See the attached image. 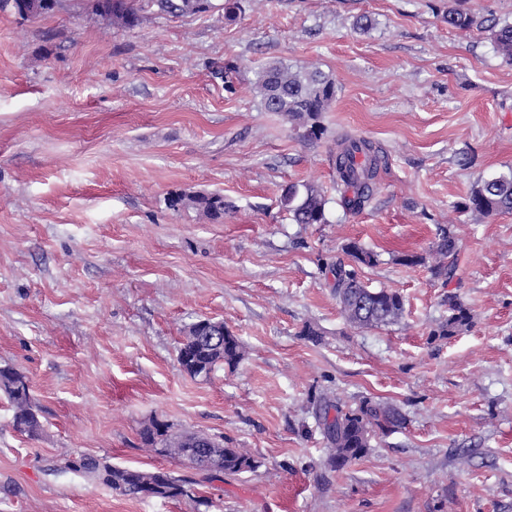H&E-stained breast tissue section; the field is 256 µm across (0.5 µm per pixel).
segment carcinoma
<instances>
[{
	"label": "carcinoma",
	"mask_w": 512,
	"mask_h": 512,
	"mask_svg": "<svg viewBox=\"0 0 512 512\" xmlns=\"http://www.w3.org/2000/svg\"><path fill=\"white\" fill-rule=\"evenodd\" d=\"M93 14L109 25L126 29L139 26L147 18V9L156 6L173 17L207 13L215 8L212 0H85ZM58 0H0V7H11L15 14L26 20H35L53 11ZM448 26L463 32L482 29V21L473 13L459 7H450L444 15ZM491 41L495 51L512 62V23L491 27ZM254 89L267 112H279L288 120L305 129L303 137L318 139L323 129L317 119L326 111L336 95L335 82L318 68L292 69L281 62L269 63L256 72ZM363 156V164L354 163V154ZM385 156L381 149L364 139L346 138L336 149V176L345 187L341 202L349 212H359L370 204L372 183ZM282 204L297 224H326L324 192L311 185L290 184L283 192ZM174 209L192 208L203 212L212 220L224 217L231 205L217 194L177 193L168 200ZM459 210L476 217L512 214V171L485 178L458 205ZM344 252L353 262L348 266L341 259L331 263L334 276L332 288L338 299L340 312L347 323L359 329L388 325L396 322L403 313L404 300L396 291L373 290L361 285L358 267L372 266L376 254L351 242ZM457 243L450 231L439 229L437 240L427 255L405 254L400 262L407 266L429 264L433 278L444 282L457 271ZM448 318L439 322L430 333L433 338H447L468 327L471 321L469 308L456 296L448 297ZM243 358L237 337L224 331V349L194 350L189 335L184 336L177 349V362L181 370L191 377L208 376L217 365L236 366ZM0 391L7 396L13 410V426L24 434L35 437L41 431L37 407L31 395L26 376L18 370L0 368ZM315 416L327 442L326 463L333 468L343 467L363 457L370 448L371 438L393 432L405 424V417L398 408L388 403L361 401L358 408L343 410L327 397L315 404ZM145 445L156 444L168 449V457L183 461L197 458L204 464L212 457L224 462V473L237 474L253 471L261 466L244 448H226L218 442L208 447L206 434L198 431L171 433L158 430L156 424L143 429ZM68 468L92 476L99 484L129 497H138L141 484L155 486L160 498L174 499L184 495L190 480L172 472L121 467L91 455H83L68 463Z\"/></svg>",
	"instance_id": "1"
}]
</instances>
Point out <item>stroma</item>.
<instances>
[{
	"label": "stroma",
	"instance_id": "35a3bbf8",
	"mask_svg": "<svg viewBox=\"0 0 512 512\" xmlns=\"http://www.w3.org/2000/svg\"><path fill=\"white\" fill-rule=\"evenodd\" d=\"M223 2L132 29L78 0L34 21L0 8V368L26 375L42 424L18 432L0 393V512H512V214L457 210L512 172V63L443 20L456 2L512 22V0H241L233 23ZM275 61L335 81L320 139L262 109L252 83ZM345 137L385 155L358 213L336 189ZM291 183L324 191L326 223L292 222ZM181 192L233 209L170 208ZM442 225L460 266L446 283L400 262ZM352 241L378 256L362 279L403 297L397 323L341 315L328 265ZM452 295L471 323L432 338ZM202 318L244 357L193 378L177 348ZM323 396L382 400L406 423L334 470ZM153 422L260 466L205 479L145 451ZM83 455L169 470L190 493L120 495L68 469Z\"/></svg>",
	"mask_w": 512,
	"mask_h": 512
}]
</instances>
